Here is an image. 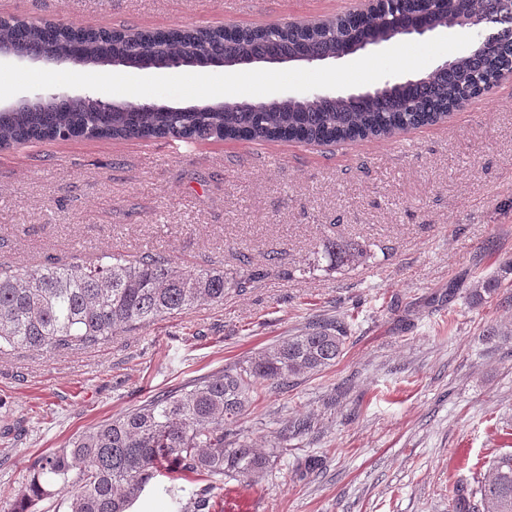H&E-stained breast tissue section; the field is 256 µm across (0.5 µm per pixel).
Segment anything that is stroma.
<instances>
[{
    "label": "stroma",
    "instance_id": "1",
    "mask_svg": "<svg viewBox=\"0 0 512 512\" xmlns=\"http://www.w3.org/2000/svg\"><path fill=\"white\" fill-rule=\"evenodd\" d=\"M359 0H0V16L98 28L263 27ZM331 235L369 245L327 270ZM155 250L189 271L263 269L246 291L85 351L0 355V497L36 457L133 408L334 319L336 364L267 390L235 433L279 444L264 512H448L512 451V76L447 121L340 145L44 141L0 150V262ZM494 294L471 298L482 281ZM198 480L161 470L130 512H179Z\"/></svg>",
    "mask_w": 512,
    "mask_h": 512
}]
</instances>
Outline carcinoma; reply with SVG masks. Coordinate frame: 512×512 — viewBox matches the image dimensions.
<instances>
[{
    "label": "carcinoma",
    "instance_id": "cac0c4a2",
    "mask_svg": "<svg viewBox=\"0 0 512 512\" xmlns=\"http://www.w3.org/2000/svg\"><path fill=\"white\" fill-rule=\"evenodd\" d=\"M507 2L511 6L467 0L460 10L450 2L448 10L429 15L427 22L441 28L477 26L493 16L498 24L512 26V0ZM418 19L413 0H387L379 12L365 17V24L377 38L388 40L397 28ZM353 30L347 13L321 29L270 25L244 32L227 45L219 29L156 30L131 38L66 23L23 28L1 17L0 44L12 46L19 57L37 45L46 54L90 68L172 57L191 64L215 57L256 62L302 53L335 55L355 45ZM509 71L512 55L492 37L478 50L449 61L448 69L428 73L419 84H392L364 97L214 102L201 112L124 103L105 112L94 97H65L48 105L28 99L0 112V146L94 138L296 140L310 145L390 138L447 119L448 109L459 100L479 97L483 86ZM323 249L332 270L370 258L367 246L353 239L327 237ZM258 277L259 269L249 261L232 275L215 267L183 271L152 251L133 258L114 254L107 260L49 262L27 270L0 264V352L91 348L111 340L119 329L145 328L166 315L222 302L225 291L242 292ZM346 340L344 323H312L213 375L153 396L79 435L70 447L36 458L20 491L0 500V512H31L58 485L68 489L67 512H129L163 466L206 481L182 509L206 512L224 478L259 479L269 472L271 458L286 452L282 447L264 453L231 439L230 427L262 394L265 383L286 386L334 365ZM449 494L448 512H512V452L492 460L477 488L456 485Z\"/></svg>",
    "mask_w": 512,
    "mask_h": 512
}]
</instances>
